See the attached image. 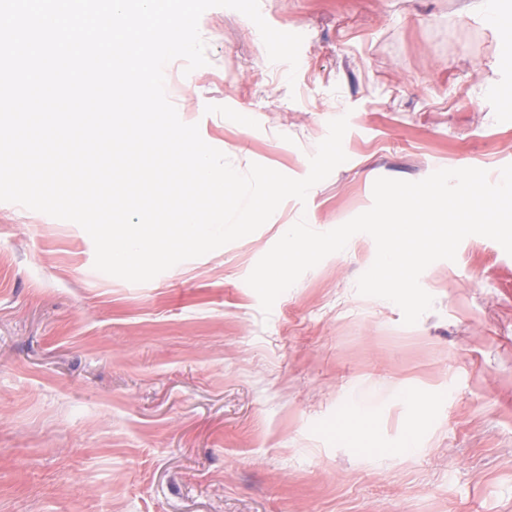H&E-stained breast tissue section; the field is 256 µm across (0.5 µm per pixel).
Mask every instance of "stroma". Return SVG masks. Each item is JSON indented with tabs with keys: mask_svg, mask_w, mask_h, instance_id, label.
<instances>
[{
	"mask_svg": "<svg viewBox=\"0 0 512 512\" xmlns=\"http://www.w3.org/2000/svg\"><path fill=\"white\" fill-rule=\"evenodd\" d=\"M260 0L303 35L295 83L214 7L208 63L166 77L180 119L239 172L301 179L347 116L346 162L249 237L146 283L94 269L77 224L0 202V512H512V255L466 237L404 325L361 295L364 233L263 314L246 278L284 226L330 231L373 184L512 164V0ZM251 115L241 127L236 113ZM366 432L340 435L346 411ZM417 446L399 449L409 424Z\"/></svg>",
	"mask_w": 512,
	"mask_h": 512,
	"instance_id": "1",
	"label": "stroma"
}]
</instances>
